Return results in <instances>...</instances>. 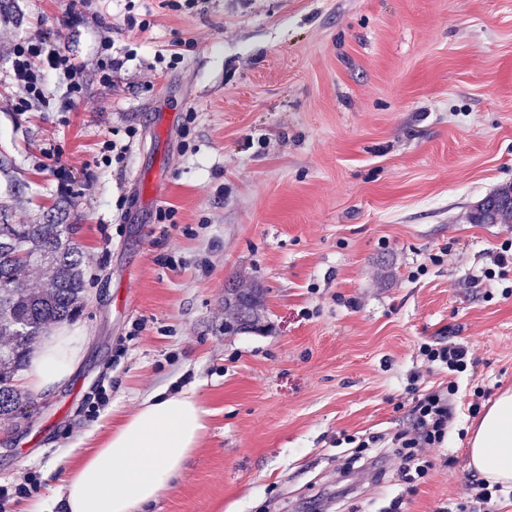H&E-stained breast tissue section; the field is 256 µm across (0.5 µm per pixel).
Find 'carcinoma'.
I'll list each match as a JSON object with an SVG mask.
<instances>
[{"label":"carcinoma","mask_w":512,"mask_h":512,"mask_svg":"<svg viewBox=\"0 0 512 512\" xmlns=\"http://www.w3.org/2000/svg\"><path fill=\"white\" fill-rule=\"evenodd\" d=\"M473 224H512V188L485 197L470 214ZM74 224H9L0 222V417L22 404L12 378L31 347L55 322L74 319L84 292L82 256L74 240ZM37 275L39 291L27 287ZM225 306L236 312L241 326L255 321L256 299L228 288Z\"/></svg>","instance_id":"carcinoma-1"}]
</instances>
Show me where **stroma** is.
Instances as JSON below:
<instances>
[{
	"instance_id": "obj_1",
	"label": "stroma",
	"mask_w": 512,
	"mask_h": 512,
	"mask_svg": "<svg viewBox=\"0 0 512 512\" xmlns=\"http://www.w3.org/2000/svg\"><path fill=\"white\" fill-rule=\"evenodd\" d=\"M34 36L84 66L80 99L17 110L9 60ZM108 53L123 65L103 83ZM109 141L124 153L105 165ZM1 158L9 223L79 227L65 327L85 356L0 420V485L36 483L0 512L47 501L77 449L190 386L208 428L150 512H459L469 408L512 388V273L481 277L512 224L467 219L512 186V0H0ZM161 169L153 204L135 182ZM232 286L256 295L254 328L225 331ZM427 341L474 359L427 477L349 467L346 436L407 427L414 371L452 380L422 369Z\"/></svg>"
}]
</instances>
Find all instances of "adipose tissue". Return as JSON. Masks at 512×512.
Returning <instances> with one entry per match:
<instances>
[{"label": "adipose tissue", "instance_id": "1", "mask_svg": "<svg viewBox=\"0 0 512 512\" xmlns=\"http://www.w3.org/2000/svg\"><path fill=\"white\" fill-rule=\"evenodd\" d=\"M83 344V337L66 331L44 337L24 386L46 391L67 380ZM206 428L207 412L194 390L153 393L70 470L59 495L63 512H146L174 488ZM469 464L489 483L512 486V391L481 421Z\"/></svg>", "mask_w": 512, "mask_h": 512}]
</instances>
